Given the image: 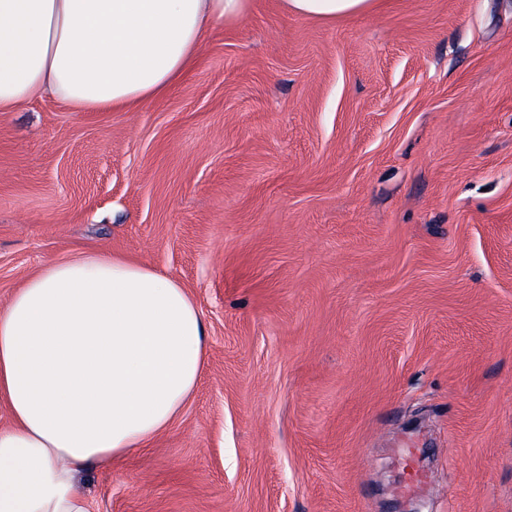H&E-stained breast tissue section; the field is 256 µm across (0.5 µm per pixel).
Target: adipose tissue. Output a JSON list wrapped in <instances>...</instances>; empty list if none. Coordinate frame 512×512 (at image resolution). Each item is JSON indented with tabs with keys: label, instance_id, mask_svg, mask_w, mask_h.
<instances>
[{
	"label": "adipose tissue",
	"instance_id": "ef3b65f1",
	"mask_svg": "<svg viewBox=\"0 0 512 512\" xmlns=\"http://www.w3.org/2000/svg\"><path fill=\"white\" fill-rule=\"evenodd\" d=\"M328 21L372 0H281ZM251 0H0V112L46 95L77 112L132 108L196 60L204 32ZM205 325L184 288L145 264L51 262L0 308V512H90L91 464L146 447L202 371Z\"/></svg>",
	"mask_w": 512,
	"mask_h": 512
}]
</instances>
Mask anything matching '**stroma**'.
<instances>
[{
    "mask_svg": "<svg viewBox=\"0 0 512 512\" xmlns=\"http://www.w3.org/2000/svg\"><path fill=\"white\" fill-rule=\"evenodd\" d=\"M86 253L181 284L196 389L91 512H512V0H251L131 111L0 112V305ZM281 3L287 13L328 21L366 12L372 0H281ZM417 451L418 448L415 447L401 448L399 451L402 470L407 478L406 486L409 488L417 487L423 483L421 473L415 468Z\"/></svg>",
    "mask_w": 512,
    "mask_h": 512,
    "instance_id": "stroma-1",
    "label": "stroma"
}]
</instances>
